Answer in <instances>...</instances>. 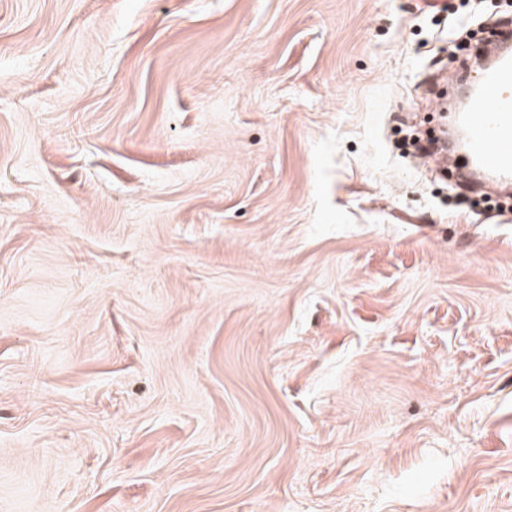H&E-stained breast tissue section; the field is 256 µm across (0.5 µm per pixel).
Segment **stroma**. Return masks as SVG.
<instances>
[{
	"label": "stroma",
	"mask_w": 512,
	"mask_h": 512,
	"mask_svg": "<svg viewBox=\"0 0 512 512\" xmlns=\"http://www.w3.org/2000/svg\"><path fill=\"white\" fill-rule=\"evenodd\" d=\"M502 31L0 0V512H512V210L393 146Z\"/></svg>",
	"instance_id": "obj_1"
}]
</instances>
